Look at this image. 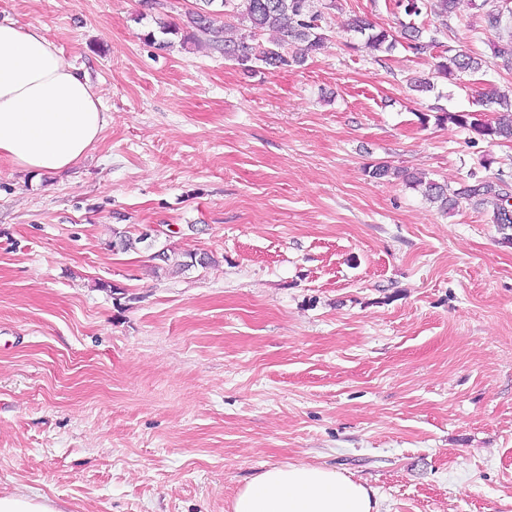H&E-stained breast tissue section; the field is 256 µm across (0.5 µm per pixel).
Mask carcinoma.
Wrapping results in <instances>:
<instances>
[{
    "label": "carcinoma",
    "instance_id": "carcinoma-1",
    "mask_svg": "<svg viewBox=\"0 0 512 512\" xmlns=\"http://www.w3.org/2000/svg\"><path fill=\"white\" fill-rule=\"evenodd\" d=\"M198 10L188 14V24L205 36L210 45L234 57L241 64L259 61L273 69H285L301 62L305 56L318 50L324 36L319 33L321 13L314 9L313 0H201ZM494 4V9L486 13L490 28L499 29L504 20L512 19V0H482L480 7ZM459 0H398L397 7L407 16L418 17L422 14H434L445 19L457 16ZM240 19L249 24V36L229 39L224 36L227 22L219 18ZM346 30L363 37L361 48L374 55L393 51L398 40L393 33L378 28L367 19L356 16L349 19ZM273 30L277 39L269 46H253L247 39L256 38L264 31ZM407 46L417 55H425L437 47L436 39L428 41L422 38V29L414 25L407 26L403 32ZM434 70L441 77L448 78L458 73L473 74L482 69V59L463 49L448 48L432 56ZM478 110H442L435 115V123L465 130L470 142L479 140H511L512 113L500 116L495 121L485 118V111L495 105L512 107V98L497 88L481 95ZM402 177L410 184L421 189L423 196L442 208L451 209L457 200L464 198L477 206H490L491 222L502 228L512 227V204L506 200L509 186L503 182L495 183L477 173H470V181L461 184L456 190L448 189L445 184L425 180L408 173ZM145 243L153 247V240L127 231L114 232L112 247L128 250L137 244Z\"/></svg>",
    "mask_w": 512,
    "mask_h": 512
}]
</instances>
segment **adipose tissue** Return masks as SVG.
Instances as JSON below:
<instances>
[{
	"label": "adipose tissue",
	"instance_id": "adipose-tissue-1",
	"mask_svg": "<svg viewBox=\"0 0 512 512\" xmlns=\"http://www.w3.org/2000/svg\"><path fill=\"white\" fill-rule=\"evenodd\" d=\"M107 115L86 74L35 28L0 23V157L41 175L71 167L100 139ZM231 512H380L366 485L339 470L274 466L232 499Z\"/></svg>",
	"mask_w": 512,
	"mask_h": 512
}]
</instances>
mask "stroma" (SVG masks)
<instances>
[{
	"mask_svg": "<svg viewBox=\"0 0 512 512\" xmlns=\"http://www.w3.org/2000/svg\"><path fill=\"white\" fill-rule=\"evenodd\" d=\"M318 6L322 47L274 71L193 39L196 0H0L108 115L66 171L0 158V496L229 512L302 463L372 487L381 512H512V228L365 173L512 184V143L418 120L511 88L512 67L470 0L463 24L416 20L489 65L452 80L401 46L353 48L351 16L400 32L395 0ZM153 225L211 263L112 249Z\"/></svg>",
	"mask_w": 512,
	"mask_h": 512,
	"instance_id": "1",
	"label": "stroma"
}]
</instances>
